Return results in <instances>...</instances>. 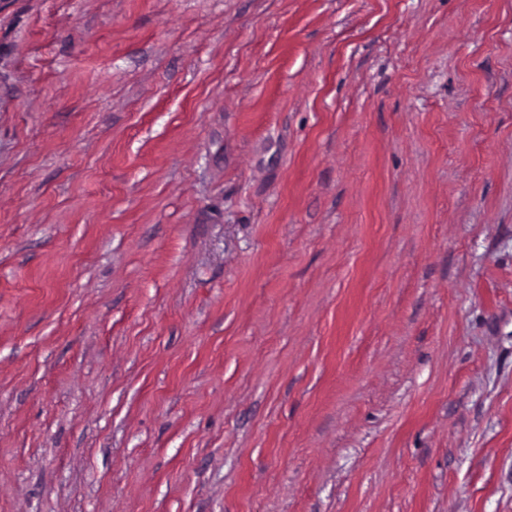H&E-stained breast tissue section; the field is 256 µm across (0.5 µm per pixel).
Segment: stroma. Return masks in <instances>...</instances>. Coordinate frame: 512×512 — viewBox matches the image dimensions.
<instances>
[{"label":"stroma","instance_id":"35a3bbf8","mask_svg":"<svg viewBox=\"0 0 512 512\" xmlns=\"http://www.w3.org/2000/svg\"><path fill=\"white\" fill-rule=\"evenodd\" d=\"M0 512H512V0H0Z\"/></svg>","mask_w":512,"mask_h":512}]
</instances>
